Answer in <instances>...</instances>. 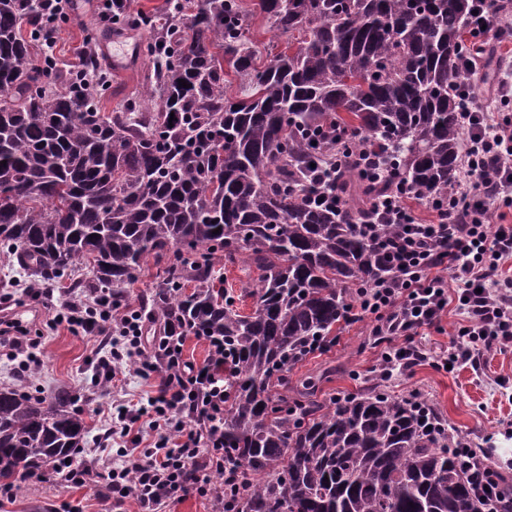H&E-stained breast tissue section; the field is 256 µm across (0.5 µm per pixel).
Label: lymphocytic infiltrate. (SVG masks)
<instances>
[{"mask_svg": "<svg viewBox=\"0 0 512 512\" xmlns=\"http://www.w3.org/2000/svg\"><path fill=\"white\" fill-rule=\"evenodd\" d=\"M488 4L476 0L468 23L471 40L512 37V10L494 12ZM493 96L490 108L471 85L461 86V174L450 199L427 201L431 221L416 216L411 207L415 192L377 147L367 144L358 153L361 171L383 187L371 202L372 225L400 227L398 237L383 247L390 275L362 288L347 317L351 324L370 322L377 345L383 346L377 367L381 381L427 360L421 338L439 327L452 307L464 320L454 332L446 363L481 373L491 355L512 347V279L498 276L512 259V224L489 223L491 208L512 209V72L499 77ZM53 322L100 338L95 385L114 380L123 362L131 360L141 376L157 381L147 405H120L112 420L109 436L132 441L131 447L119 449L120 464L60 462L54 466L60 480H103L117 512L130 497L141 512H160L177 493H211L212 474L226 472L223 337H207L206 360L193 364L183 358V336L163 334L145 342L140 314L113 305L106 288L65 291ZM143 419L153 440L139 450L136 425Z\"/></svg>", "mask_w": 512, "mask_h": 512, "instance_id": "f902f5d3", "label": "lymphocytic infiltrate"}]
</instances>
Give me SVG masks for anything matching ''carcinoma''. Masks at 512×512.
Returning <instances> with one entry per match:
<instances>
[{
	"label": "carcinoma",
	"mask_w": 512,
	"mask_h": 512,
	"mask_svg": "<svg viewBox=\"0 0 512 512\" xmlns=\"http://www.w3.org/2000/svg\"><path fill=\"white\" fill-rule=\"evenodd\" d=\"M471 0H257L276 53L249 35L243 0H182L153 32L148 100L104 113L88 76L57 90L34 63L41 5L0 0V248L46 283L80 263L120 301L145 258L167 261L148 299L173 332L224 337V464L247 479L242 512H484L424 402L373 388L329 404L278 387L328 337L357 289L389 274L359 229L376 187L349 166L345 211L312 201L311 163L336 146L387 148L422 199L457 180L453 88ZM241 91L229 92L230 77ZM191 84L179 85V80ZM175 120H170V117ZM6 164H1V161ZM219 233H214V230ZM260 271L244 294L215 287V260ZM193 284L187 291L186 284ZM66 392L0 389V489L72 456L85 431Z\"/></svg>",
	"instance_id": "carcinoma-1"
}]
</instances>
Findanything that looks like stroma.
<instances>
[{
  "label": "stroma",
  "instance_id": "35a3bbf8",
  "mask_svg": "<svg viewBox=\"0 0 512 512\" xmlns=\"http://www.w3.org/2000/svg\"><path fill=\"white\" fill-rule=\"evenodd\" d=\"M98 28L91 7L84 2L77 17L64 24L59 34L55 54L59 71H67L69 61L84 46L87 32ZM149 38V31H137L130 43L137 53L136 65L124 71L112 70L109 87L100 99L103 111H117L129 101L141 100L148 71L144 45ZM31 281L16 259L0 252V298L6 299L9 315L22 319L29 338L38 341L42 360L38 371L18 380L12 372L14 363L9 346L1 344L0 388L38 391L46 396L60 389L70 391L76 399V409L88 425L84 447L93 449L100 460L111 459L118 445L102 439L101 434L113 413V398L146 402L155 391V381L141 377L129 364L116 394L95 388L94 338L73 333L63 325L51 326L56 307L25 295ZM460 320V314L452 311L445 317L442 330H428L423 341L432 351L430 360L411 372L395 376L386 389L398 396L419 392L425 402L467 438L471 447L481 450L489 462L506 473L512 471V350L496 354L481 375L468 366L451 371L438 368L436 362L445 355ZM334 333L339 341L330 351L307 356L289 368L288 390L311 381L316 385L317 400L326 402L362 390L373 375L380 350L374 346L366 323L342 324ZM107 495L102 483L61 482L52 465L47 464L38 472L17 479L11 498H0V512H62L67 504L78 507L80 512H107Z\"/></svg>",
  "mask_w": 512,
  "mask_h": 512
}]
</instances>
